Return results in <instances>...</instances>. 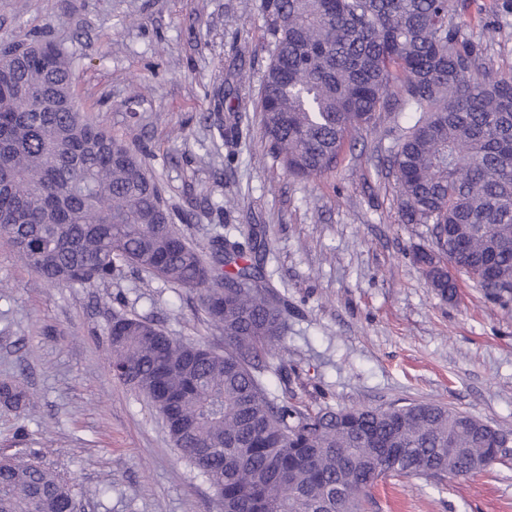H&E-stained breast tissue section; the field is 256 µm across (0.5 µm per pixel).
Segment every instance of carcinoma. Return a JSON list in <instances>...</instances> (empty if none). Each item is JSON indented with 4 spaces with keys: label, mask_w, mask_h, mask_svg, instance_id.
Segmentation results:
<instances>
[{
    "label": "carcinoma",
    "mask_w": 512,
    "mask_h": 512,
    "mask_svg": "<svg viewBox=\"0 0 512 512\" xmlns=\"http://www.w3.org/2000/svg\"><path fill=\"white\" fill-rule=\"evenodd\" d=\"M270 36L261 127L297 178L336 169L381 113L414 112L389 160L404 224L430 225L414 252L448 301L456 273L512 306V77L486 66L467 0H260ZM0 235L53 285L96 288L127 268L199 292L224 352L114 314L109 367L144 394L222 512H366L395 476L467 477L501 463L500 429L442 403L302 409L262 375L288 332L267 286L258 224L244 242L194 244L173 222L141 156L76 104L70 61L50 41L0 50ZM24 388L0 405L24 412ZM76 508L37 452L0 454V512Z\"/></svg>",
    "instance_id": "carcinoma-1"
}]
</instances>
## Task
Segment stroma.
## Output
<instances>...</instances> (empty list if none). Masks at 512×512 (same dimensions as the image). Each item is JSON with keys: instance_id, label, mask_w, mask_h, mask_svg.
Returning <instances> with one entry per match:
<instances>
[{"instance_id": "stroma-1", "label": "stroma", "mask_w": 512, "mask_h": 512, "mask_svg": "<svg viewBox=\"0 0 512 512\" xmlns=\"http://www.w3.org/2000/svg\"><path fill=\"white\" fill-rule=\"evenodd\" d=\"M260 0H0V48L35 33L72 62L80 103L113 137L145 148L173 210L193 208L184 235L240 237L264 225L271 287L288 302L280 354L300 406L442 402L512 436V309L461 280L456 301L430 287L413 250L427 225L398 220L387 156L415 113L381 115L337 168L299 179L268 152L257 106L269 62ZM492 29L487 63L512 76V14L465 17ZM234 140L202 119L219 85ZM152 319L171 335L223 350L195 290L125 271L97 288L53 286L0 238V380L29 392L24 413L0 406V449L40 451L72 485L78 512H222L144 395L113 379V314ZM366 512H512V458L437 481L394 477Z\"/></svg>"}]
</instances>
